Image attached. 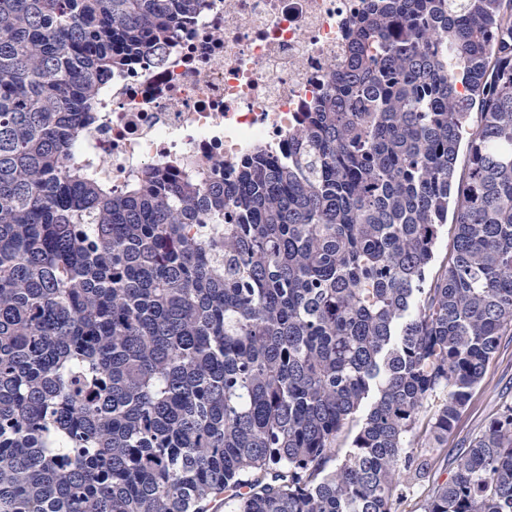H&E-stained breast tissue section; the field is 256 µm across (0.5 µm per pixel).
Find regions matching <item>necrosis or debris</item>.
I'll return each mask as SVG.
<instances>
[{
  "label": "necrosis or debris",
  "instance_id": "necrosis-or-debris-1",
  "mask_svg": "<svg viewBox=\"0 0 512 512\" xmlns=\"http://www.w3.org/2000/svg\"><path fill=\"white\" fill-rule=\"evenodd\" d=\"M363 0H204L162 60L143 54L99 88L74 159L121 189L147 167L217 174L247 153L280 156L340 63Z\"/></svg>",
  "mask_w": 512,
  "mask_h": 512
}]
</instances>
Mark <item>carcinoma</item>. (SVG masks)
I'll return each mask as SVG.
<instances>
[{
  "label": "carcinoma",
  "mask_w": 512,
  "mask_h": 512,
  "mask_svg": "<svg viewBox=\"0 0 512 512\" xmlns=\"http://www.w3.org/2000/svg\"><path fill=\"white\" fill-rule=\"evenodd\" d=\"M203 2L0 0V512H397L512 329V0H365L287 158L116 194L98 85ZM419 509L512 512V405ZM453 208L450 206L448 210V221L447 224L443 227L441 236L437 240V243L434 248L435 260L433 263V268L431 270V275H434L438 270L439 266L448 261L451 252L453 250Z\"/></svg>",
  "instance_id": "cac0c4a2"
}]
</instances>
